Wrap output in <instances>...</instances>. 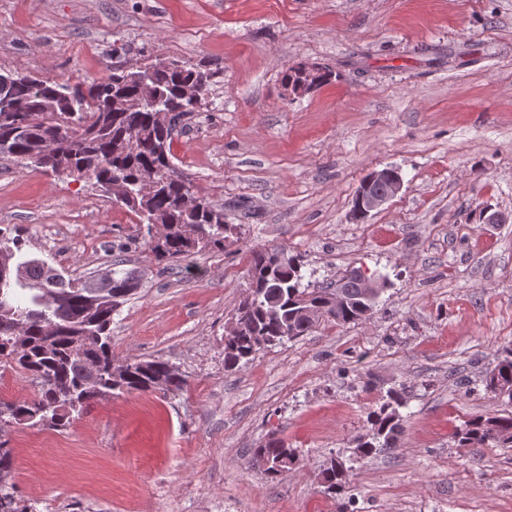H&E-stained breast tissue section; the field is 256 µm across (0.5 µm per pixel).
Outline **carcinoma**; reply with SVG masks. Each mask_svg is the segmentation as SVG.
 Wrapping results in <instances>:
<instances>
[{
  "label": "carcinoma",
  "instance_id": "obj_1",
  "mask_svg": "<svg viewBox=\"0 0 512 512\" xmlns=\"http://www.w3.org/2000/svg\"><path fill=\"white\" fill-rule=\"evenodd\" d=\"M303 64L287 68L284 85L297 93ZM144 74L151 94L140 93ZM213 74L178 59L132 71L106 65L92 83L0 73V154L22 165L92 181L138 217L137 235L158 259L199 253L240 238L238 224L224 222V210L196 195L172 162L177 126L209 104ZM55 98V111L42 101ZM119 262L98 279L65 281L45 261L22 250L0 229V362L32 376L33 398L0 400V424L64 428L97 399L132 392L176 397L188 386L176 367L161 359L112 355V313L138 288ZM302 261L283 249L254 250L248 260V295L231 314L236 331L224 336V368L232 370L258 350L305 335L319 322L347 325L369 319L376 299L348 270L336 287L302 285ZM343 299L329 306V296ZM485 385L512 402V352L486 374ZM402 392L387 390L370 411L368 433L355 439V454L369 456L397 447L403 429ZM463 448H512V415L479 416L455 432ZM253 464L270 477L291 469L294 450L278 439L252 451ZM12 450L0 448V512H27L16 502L8 477ZM348 469L332 461L323 470L328 491L345 489Z\"/></svg>",
  "mask_w": 512,
  "mask_h": 512
}]
</instances>
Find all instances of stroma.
<instances>
[{"label": "stroma", "mask_w": 512, "mask_h": 512, "mask_svg": "<svg viewBox=\"0 0 512 512\" xmlns=\"http://www.w3.org/2000/svg\"><path fill=\"white\" fill-rule=\"evenodd\" d=\"M174 57L215 71L208 109L172 161L242 227L221 251L157 261L136 217L84 181L0 156V228L65 279H139L112 315L115 358H160L183 394L94 401L60 430L9 424L11 482L33 512H336L321 472L352 468L348 512H512V448L458 447L477 415L512 412L483 379L512 348V0H0V72L92 81ZM329 67L303 95L288 66ZM403 188L362 222L363 177ZM507 217L486 224L482 209ZM301 255L316 281L388 275L372 316L224 368L250 250ZM406 388L398 447L353 453L389 388ZM299 456L252 468L268 437ZM38 485L40 495L29 492Z\"/></svg>", "instance_id": "1"}]
</instances>
